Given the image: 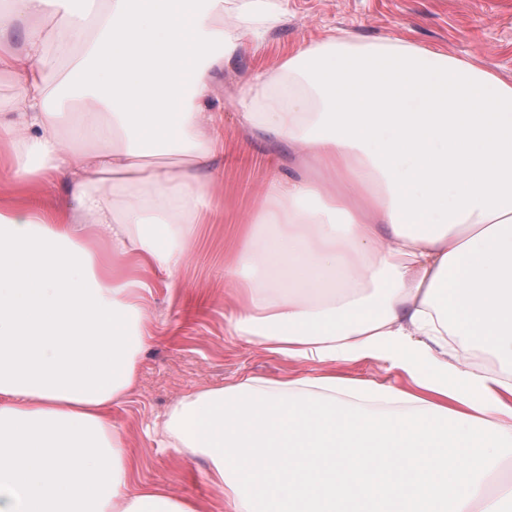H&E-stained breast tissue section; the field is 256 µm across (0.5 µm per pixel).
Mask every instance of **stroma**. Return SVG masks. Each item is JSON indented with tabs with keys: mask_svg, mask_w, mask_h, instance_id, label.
Instances as JSON below:
<instances>
[{
	"mask_svg": "<svg viewBox=\"0 0 512 512\" xmlns=\"http://www.w3.org/2000/svg\"><path fill=\"white\" fill-rule=\"evenodd\" d=\"M280 16L260 34L242 33L238 0H224V28L243 35L244 46L225 65L215 87L224 105V212L197 225L190 259L175 288L159 289L154 341L139 357V382L113 409L128 447L138 456V476L165 483L176 497L226 512L224 494L206 478L201 456H177L148 441L144 430L179 399L249 377L322 374L319 366L293 363L233 336L225 315L234 304L224 257L236 244L238 224L253 213L272 170L307 172L303 155L266 142L243 126L244 90L270 78L288 82L286 64L296 52L329 32L349 33L357 44L403 39L442 51L493 72L512 85V0H273Z\"/></svg>",
	"mask_w": 512,
	"mask_h": 512,
	"instance_id": "1",
	"label": "stroma"
}]
</instances>
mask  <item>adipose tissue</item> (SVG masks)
<instances>
[{"instance_id": "obj_1", "label": "adipose tissue", "mask_w": 512, "mask_h": 512, "mask_svg": "<svg viewBox=\"0 0 512 512\" xmlns=\"http://www.w3.org/2000/svg\"><path fill=\"white\" fill-rule=\"evenodd\" d=\"M242 46L224 0H0V512H206L138 480L112 409L218 207L214 86ZM288 70L242 120L312 170L275 173L240 225L230 331L407 381L248 377L147 437L206 456L228 512H512V85L341 34ZM48 188L65 203L40 208Z\"/></svg>"}]
</instances>
